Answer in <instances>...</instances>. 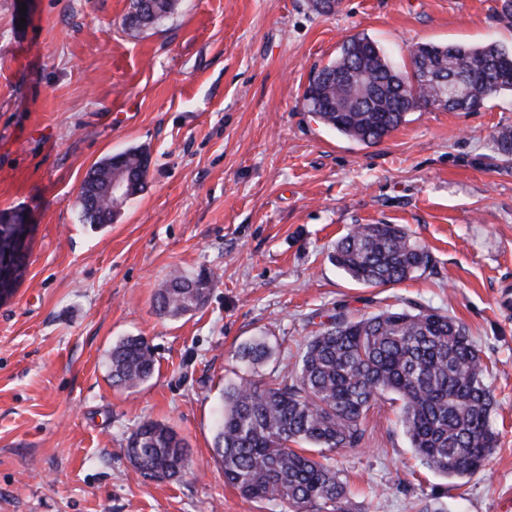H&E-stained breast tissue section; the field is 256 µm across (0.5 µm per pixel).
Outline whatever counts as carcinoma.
Instances as JSON below:
<instances>
[{
    "label": "carcinoma",
    "mask_w": 512,
    "mask_h": 512,
    "mask_svg": "<svg viewBox=\"0 0 512 512\" xmlns=\"http://www.w3.org/2000/svg\"><path fill=\"white\" fill-rule=\"evenodd\" d=\"M177 0H132L124 25L140 29L170 14ZM412 66L426 65L432 77L417 79L395 70L365 35L347 39L336 59L316 70L304 102L327 127L373 145L405 122L408 113L436 104L443 80L461 83V96L444 105L471 112L491 96L512 92V51L490 42L480 46L419 44ZM497 148L512 156V127L496 136ZM150 154L132 148L100 162L83 181L77 205L84 224L112 223L116 214L108 185L121 176L146 186ZM21 210L0 212V260L12 255V229ZM329 260L352 280L387 287L428 267L430 255L399 224H357L336 242ZM214 276L174 272L158 292L155 311L177 316L207 301ZM236 356L252 366L270 356L263 340L241 346ZM112 385L136 387L151 378L152 349L129 336L110 354ZM489 367L462 326L426 308L379 311L359 318L338 312L310 337L295 374L269 379L242 377L224 385L223 411L214 455L224 482L255 502L280 500L296 512L308 506L344 512L347 485L327 453L357 447L371 404L389 394L402 401L400 418L411 448L432 471L447 478L481 471L497 447L490 425L494 399ZM126 454L151 478H172L187 467L186 444L170 427L154 421L133 432Z\"/></svg>",
    "instance_id": "obj_1"
}]
</instances>
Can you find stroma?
<instances>
[{"mask_svg": "<svg viewBox=\"0 0 512 512\" xmlns=\"http://www.w3.org/2000/svg\"><path fill=\"white\" fill-rule=\"evenodd\" d=\"M130 0H0V211L33 226L27 269L0 299V512H290L225 485L213 457L221 394L249 373L290 375L329 315L414 305L459 321L492 366L498 444L449 479L415 455L382 399L361 444L330 453L348 512H504L512 502V94L473 112L409 113L380 143L348 140L308 112L312 72L363 33L391 64L422 43L512 48L501 0H178L130 32ZM142 147L145 190L112 223H81L79 188L102 158ZM356 224H400L425 272L368 288L328 254ZM215 278L206 304L158 316L173 270ZM144 337L156 359L113 387L108 353ZM262 338L256 370L236 358ZM147 420L187 443L188 471L142 475L130 435Z\"/></svg>", "mask_w": 512, "mask_h": 512, "instance_id": "obj_1", "label": "stroma"}]
</instances>
